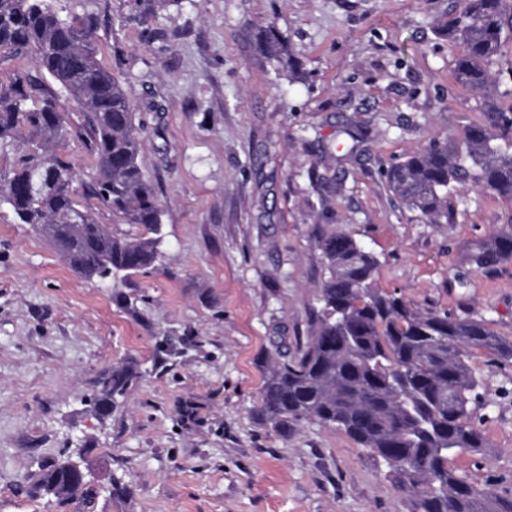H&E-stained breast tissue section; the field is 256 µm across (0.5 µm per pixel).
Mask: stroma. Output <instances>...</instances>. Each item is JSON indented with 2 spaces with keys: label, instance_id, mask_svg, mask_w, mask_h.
I'll return each instance as SVG.
<instances>
[{
  "label": "stroma",
  "instance_id": "stroma-1",
  "mask_svg": "<svg viewBox=\"0 0 512 512\" xmlns=\"http://www.w3.org/2000/svg\"><path fill=\"white\" fill-rule=\"evenodd\" d=\"M91 21L98 59L131 95L140 166L163 211L155 268L102 282L0 206V512H83L25 487L84 459L95 512H409L387 465L340 430L261 419L262 363L311 336L341 231L379 260L376 283L421 309L484 319L512 340V260H464L512 215L466 189L431 223L384 171L433 141H461L482 96L457 84L437 33L454 0H53ZM287 62L267 53L269 28ZM56 151L114 236L145 229L87 193L83 117ZM140 376L108 417L88 398L112 367ZM481 455L456 467L512 497V360L475 354ZM126 489L109 496L111 481Z\"/></svg>",
  "mask_w": 512,
  "mask_h": 512
}]
</instances>
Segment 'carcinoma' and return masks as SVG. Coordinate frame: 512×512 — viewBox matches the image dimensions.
<instances>
[{
	"label": "carcinoma",
	"mask_w": 512,
	"mask_h": 512,
	"mask_svg": "<svg viewBox=\"0 0 512 512\" xmlns=\"http://www.w3.org/2000/svg\"><path fill=\"white\" fill-rule=\"evenodd\" d=\"M438 30L460 48L456 82L483 95L481 119L458 145L435 141L406 155L386 170L385 182L398 200L439 224L448 220L451 190L479 188L512 202V89L497 92L503 70L496 68L512 48V0H461ZM24 52L36 55L58 92L46 94L21 75L0 82V143L25 138L32 146L18 168L0 174V205L47 235L86 278L155 267L162 211L139 165L130 94L97 60L92 26L61 17L49 0H0V63ZM61 96L83 112L96 167L92 197L148 236L116 238L75 200L73 167L55 153L68 134ZM319 246L328 277L315 329L297 355H283L264 373L266 423L282 436L302 420L343 431L387 464L411 512H512L511 497L475 485L454 466L457 457L488 447L471 422L480 381L469 358L480 352L512 359V342L481 318L422 310L376 287V256L341 231ZM511 259L512 216L467 255L477 270ZM139 375L132 365L106 373L95 409L111 414ZM65 466L43 468L35 489L93 508L98 488L67 476Z\"/></svg>",
	"instance_id": "cac0c4a2"
}]
</instances>
